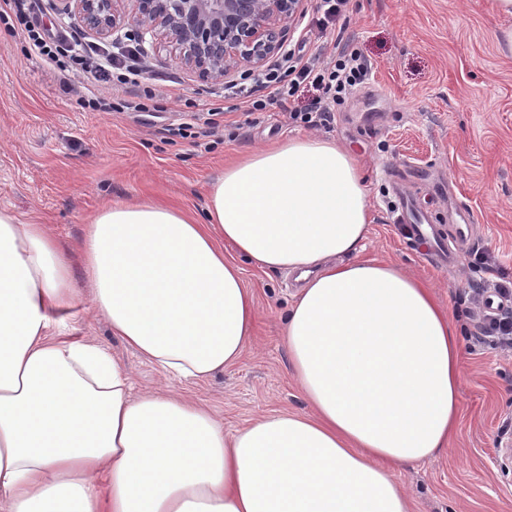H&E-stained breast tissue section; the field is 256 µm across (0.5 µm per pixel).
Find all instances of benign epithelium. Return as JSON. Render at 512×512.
<instances>
[{
  "instance_id": "7a95c632",
  "label": "benign epithelium",
  "mask_w": 512,
  "mask_h": 512,
  "mask_svg": "<svg viewBox=\"0 0 512 512\" xmlns=\"http://www.w3.org/2000/svg\"><path fill=\"white\" fill-rule=\"evenodd\" d=\"M98 36L131 25L164 40L204 80L261 69L287 40L303 0H58Z\"/></svg>"
}]
</instances>
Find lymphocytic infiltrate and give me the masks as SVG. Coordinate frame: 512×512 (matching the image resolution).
<instances>
[{
	"label": "lymphocytic infiltrate",
	"instance_id": "f902f5d3",
	"mask_svg": "<svg viewBox=\"0 0 512 512\" xmlns=\"http://www.w3.org/2000/svg\"><path fill=\"white\" fill-rule=\"evenodd\" d=\"M13 17V26L23 38L27 50L36 52L47 63L73 75L102 77L121 85H140L143 70L138 63L137 37L125 32L115 37L111 48L82 46L72 35L52 30L37 18V0H0ZM368 63L353 52L341 51L324 65L296 57L294 50L284 49L279 63L265 72L242 76L240 81L224 85L225 98L247 103L250 110L262 111L275 102L294 96L309 85L319 92L318 98L303 110L292 112V120L309 127L327 126L333 107L353 87L363 83ZM495 294L498 304H490L486 294ZM468 295L475 305L468 338L474 345L504 352L512 351V281L499 276L479 279L470 285Z\"/></svg>",
	"mask_w": 512,
	"mask_h": 512
}]
</instances>
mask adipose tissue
<instances>
[{
  "label": "adipose tissue",
  "instance_id": "ef3b65f1",
  "mask_svg": "<svg viewBox=\"0 0 512 512\" xmlns=\"http://www.w3.org/2000/svg\"><path fill=\"white\" fill-rule=\"evenodd\" d=\"M372 221L356 158L296 137L225 167L204 221L140 201L87 224L95 311L166 376L240 359L255 321L241 260L297 273L283 342L309 409L228 433L167 389L132 395L100 344L62 336L71 257L0 209V512H411L395 471L456 432L461 342L429 285L359 259Z\"/></svg>",
  "mask_w": 512,
  "mask_h": 512
}]
</instances>
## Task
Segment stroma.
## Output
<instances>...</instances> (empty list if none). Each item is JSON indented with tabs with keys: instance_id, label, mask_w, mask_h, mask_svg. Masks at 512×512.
<instances>
[{
	"instance_id": "35a3bbf8",
	"label": "stroma",
	"mask_w": 512,
	"mask_h": 512,
	"mask_svg": "<svg viewBox=\"0 0 512 512\" xmlns=\"http://www.w3.org/2000/svg\"><path fill=\"white\" fill-rule=\"evenodd\" d=\"M318 5L303 0L289 43L304 41L303 57L322 62L347 47L370 71L336 106L331 123L315 130L289 114L317 98V90L299 89L284 105L251 114L241 101L222 98L223 82L201 79L147 35L145 86L158 95L161 113L81 108L78 97L132 99L141 88L65 77L24 52L20 37L0 21V208L37 218L73 253L79 300L66 336L96 341L119 359L134 392L167 385L209 406L228 431L264 414L307 408L282 340L294 275L243 263L256 316L240 360L202 382L165 378L92 308L93 289L76 252L102 205L152 200L204 216L208 184L225 164L312 134L348 149L367 174L373 224L361 258L396 263L432 285L462 329L469 325L464 296L478 275L471 251L490 254L512 277V58L497 49L512 16L499 15L493 0H348L326 29L306 30ZM214 106L224 110L216 135L168 134V125L204 122ZM441 182L476 218L451 269L427 260L396 222L401 192L451 234L448 203L434 191ZM460 398V426L447 451L397 469L395 477L413 512H512V462L501 453L512 444V354L463 340Z\"/></svg>"
}]
</instances>
